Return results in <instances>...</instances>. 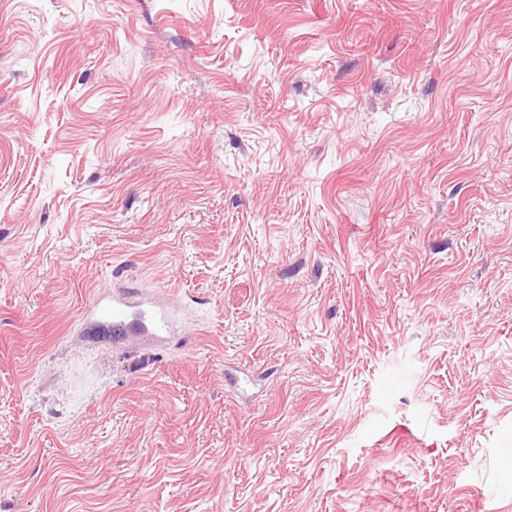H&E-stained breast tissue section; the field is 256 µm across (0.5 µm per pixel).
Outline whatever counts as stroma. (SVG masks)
Listing matches in <instances>:
<instances>
[{"label":"stroma","mask_w":512,"mask_h":512,"mask_svg":"<svg viewBox=\"0 0 512 512\" xmlns=\"http://www.w3.org/2000/svg\"><path fill=\"white\" fill-rule=\"evenodd\" d=\"M0 512H512V0H0ZM134 302L125 295H112V300L102 303L98 300L91 309L109 320L112 325L114 339H122L135 333L142 336H161L168 323V312L162 305L142 302L133 306ZM145 307L151 309L147 311ZM134 311L139 312V318L128 321Z\"/></svg>","instance_id":"1"}]
</instances>
